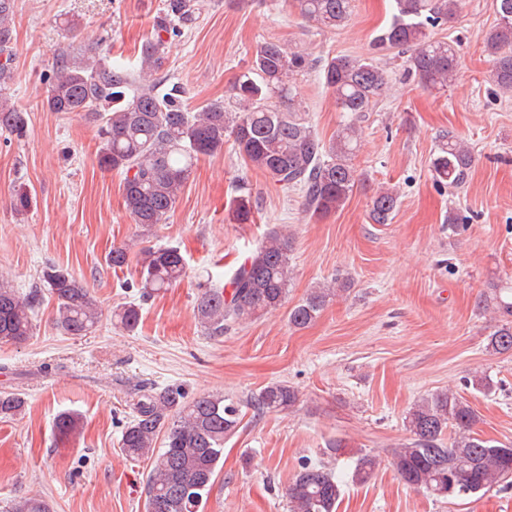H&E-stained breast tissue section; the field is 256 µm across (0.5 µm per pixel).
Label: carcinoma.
Wrapping results in <instances>:
<instances>
[{
  "label": "carcinoma",
  "instance_id": "obj_1",
  "mask_svg": "<svg viewBox=\"0 0 512 512\" xmlns=\"http://www.w3.org/2000/svg\"><path fill=\"white\" fill-rule=\"evenodd\" d=\"M299 15L322 28L347 25L353 0H292ZM459 0H393L390 22L376 36L383 51L408 54L405 78L417 79L431 90H447L457 73L455 50L436 40L431 30L448 22ZM198 0H166L152 39L141 47L138 76L94 57H61L48 78L44 106L51 112L74 114L96 124L100 138L97 163L122 177V199L134 223L149 231L165 224L190 178L196 162L224 149L232 141L250 166L274 182L304 190V207L317 218L337 212L357 190L360 178L353 160L359 149L356 121L371 110L387 85L386 72L372 58L336 55L321 65V80L343 113L336 136L325 143L302 118L296 103L293 76L305 71L308 58L278 41H266L256 50L250 67L233 86V101L214 102L197 112L187 108L179 83L157 89L165 40L172 22L185 21L200 9ZM15 0H0V54H9ZM493 57L492 82L503 93L512 92V0H496V23L486 38ZM26 113L0 96V130L23 135ZM473 154L464 142L448 135L431 160L434 180L449 187L464 184L473 166ZM399 203L390 188L371 198L369 219L388 224ZM233 220L252 218L249 199L239 196L231 205ZM292 244L280 231L270 232L255 252L232 273L229 288H206L197 297L195 317L211 336L224 335L225 326L255 320L284 305L291 274ZM129 247L114 246L107 266L128 265ZM138 288L142 300L172 287L186 273V260L176 247L143 248ZM54 298L57 324L67 335L84 336L99 324L102 309L91 289L73 273L54 264L45 266L39 284L21 293L0 278V342L22 343L34 332L33 318L43 291ZM345 284L331 282L313 288L288 310V323L303 329L314 323ZM477 307L491 310L498 325L489 334L487 349L512 355V288L492 286L480 295ZM128 331L140 319V308L115 313ZM298 392L283 382L264 386L250 398L258 410H288ZM25 409L19 393H0V418H13ZM479 416L463 398L435 391L415 403L405 417L409 437L390 450V465L409 486L436 498L456 499L512 486V445L482 438L474 431ZM81 417L57 416L56 434H79ZM240 412L224 403L222 394L186 399L178 387H148L133 403L132 416L120 441L125 456L149 462L145 485V512H203L220 461L224 437L235 432ZM454 434H448V428ZM376 455L359 450L354 455L351 482L364 484L374 475ZM344 481L332 469L306 464L286 489L289 512H337ZM10 512H53L40 494L21 497Z\"/></svg>",
  "mask_w": 512,
  "mask_h": 512
}]
</instances>
